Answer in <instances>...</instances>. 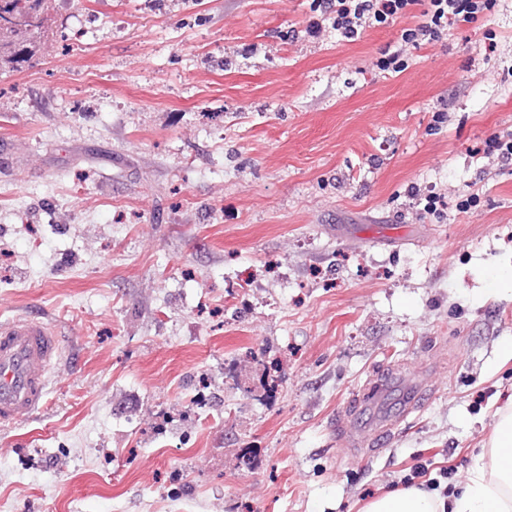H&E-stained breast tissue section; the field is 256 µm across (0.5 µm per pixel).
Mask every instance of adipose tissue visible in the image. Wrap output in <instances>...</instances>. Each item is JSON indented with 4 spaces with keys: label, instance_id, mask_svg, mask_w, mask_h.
<instances>
[{
    "label": "adipose tissue",
    "instance_id": "1",
    "mask_svg": "<svg viewBox=\"0 0 512 512\" xmlns=\"http://www.w3.org/2000/svg\"><path fill=\"white\" fill-rule=\"evenodd\" d=\"M362 512H512V407L501 408L470 476L449 497L418 486L375 495Z\"/></svg>",
    "mask_w": 512,
    "mask_h": 512
}]
</instances>
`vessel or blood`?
<instances>
[{
	"instance_id": "vessel-or-blood-1",
	"label": "vessel or blood",
	"mask_w": 512,
	"mask_h": 512,
	"mask_svg": "<svg viewBox=\"0 0 512 512\" xmlns=\"http://www.w3.org/2000/svg\"><path fill=\"white\" fill-rule=\"evenodd\" d=\"M59 331L34 316L0 320V428L28 420L44 411L48 370L60 349ZM427 386L423 379L391 376L367 388L350 408L356 424L346 433L349 447L363 449L388 433L402 415L414 412ZM403 400L401 414H394L387 400Z\"/></svg>"
}]
</instances>
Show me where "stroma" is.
Here are the masks:
<instances>
[{
	"instance_id": "35a3bbf8",
	"label": "stroma",
	"mask_w": 512,
	"mask_h": 512,
	"mask_svg": "<svg viewBox=\"0 0 512 512\" xmlns=\"http://www.w3.org/2000/svg\"><path fill=\"white\" fill-rule=\"evenodd\" d=\"M311 4L45 0L0 58V320L62 333L47 408L0 430V512L466 482L512 402V164L484 152L512 132V0L418 49L412 17L347 43ZM391 371L431 389L356 453L346 408Z\"/></svg>"
}]
</instances>
